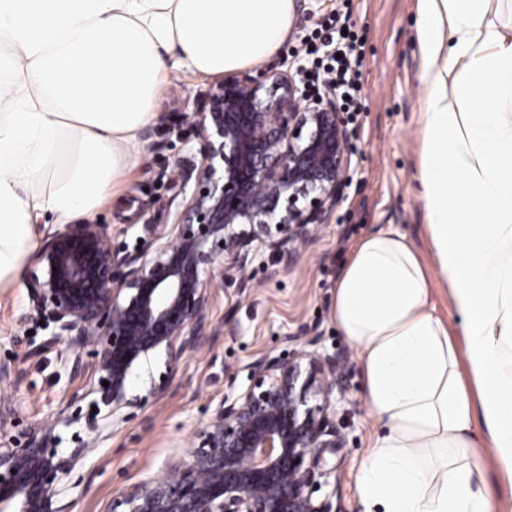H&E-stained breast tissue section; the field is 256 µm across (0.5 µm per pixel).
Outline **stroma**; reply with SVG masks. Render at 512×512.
<instances>
[{
	"instance_id": "obj_1",
	"label": "stroma",
	"mask_w": 512,
	"mask_h": 512,
	"mask_svg": "<svg viewBox=\"0 0 512 512\" xmlns=\"http://www.w3.org/2000/svg\"><path fill=\"white\" fill-rule=\"evenodd\" d=\"M340 0H295L287 41L273 65L297 69L311 31L335 13ZM416 0H353L349 23L364 37L361 67L362 110L348 127L351 166L341 200L327 224L300 248L296 262L277 279L262 268L251 274L246 296L215 287L211 318L221 328L209 347L182 362L170 389L149 400L135 417L79 462L64 480L68 512H103L125 486L160 478L173 456L184 453L228 386L248 385L246 366L261 353L286 352V334L317 329L328 354L346 358L336 425L345 443L330 456L333 472L322 494L334 512H363L356 475L378 424L367 412L358 350L342 335L333 317L338 276L356 243L379 232L404 236L429 269L430 301L452 332H459L453 300L442 274L433 268L422 187L420 113L425 93L424 62L416 38ZM215 80L170 74L156 104V117L141 133L142 156L110 203L92 216L109 225L114 249L148 239L147 225L163 224L180 185L172 179L181 161L198 160L200 142L185 114L200 111ZM30 304L25 284L0 288V363L13 365L12 386L0 399L15 404L11 427L19 436L52 422L75 391L95 387L93 373L71 376L64 366L66 344H49L51 331L25 320Z\"/></svg>"
}]
</instances>
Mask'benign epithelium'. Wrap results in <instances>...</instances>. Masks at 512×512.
Returning <instances> with one entry per match:
<instances>
[{"instance_id": "1", "label": "benign epithelium", "mask_w": 512, "mask_h": 512, "mask_svg": "<svg viewBox=\"0 0 512 512\" xmlns=\"http://www.w3.org/2000/svg\"><path fill=\"white\" fill-rule=\"evenodd\" d=\"M185 120L201 159L174 178L195 179V189L172 223L150 227L148 244L117 251L107 225L89 220L43 236L27 276V318L67 343L72 375L93 367L95 398L73 393L74 412L30 429L22 445L7 437L15 408L0 402V512H66L63 477L145 403L131 394L133 366L165 357L166 373L148 393L160 398L179 363L218 334L214 280L228 277L247 293L266 252L276 257L267 277L281 276L296 243L336 208L351 157L334 91L307 100L289 70L266 68L224 79ZM320 341L314 330L289 334L288 356L254 357L247 388L220 397L164 477L125 487L105 512H332L313 493L330 474L324 454L344 445L332 419L344 390L340 359ZM78 423L84 435L59 453L57 427Z\"/></svg>"}]
</instances>
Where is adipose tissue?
<instances>
[{
    "instance_id": "obj_1",
    "label": "adipose tissue",
    "mask_w": 512,
    "mask_h": 512,
    "mask_svg": "<svg viewBox=\"0 0 512 512\" xmlns=\"http://www.w3.org/2000/svg\"><path fill=\"white\" fill-rule=\"evenodd\" d=\"M420 180L462 341L430 304L404 236L362 239L333 316L360 352L381 424L357 491L367 512H494L481 428L512 482V25L491 0H418ZM295 0H0V288L36 248L37 218L98 209L135 167L170 69L213 76L287 40Z\"/></svg>"
}]
</instances>
